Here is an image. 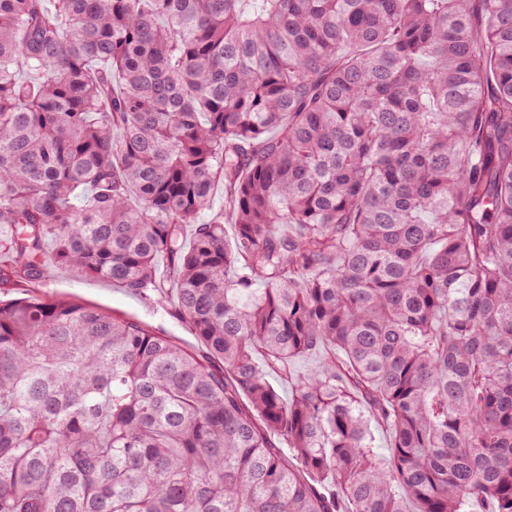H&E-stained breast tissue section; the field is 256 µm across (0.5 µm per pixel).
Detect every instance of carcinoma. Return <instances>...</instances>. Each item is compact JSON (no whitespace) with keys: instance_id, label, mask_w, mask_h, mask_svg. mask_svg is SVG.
Segmentation results:
<instances>
[{"instance_id":"1","label":"carcinoma","mask_w":512,"mask_h":512,"mask_svg":"<svg viewBox=\"0 0 512 512\" xmlns=\"http://www.w3.org/2000/svg\"><path fill=\"white\" fill-rule=\"evenodd\" d=\"M1 225L209 356L0 302V512H512V0H0Z\"/></svg>"}]
</instances>
